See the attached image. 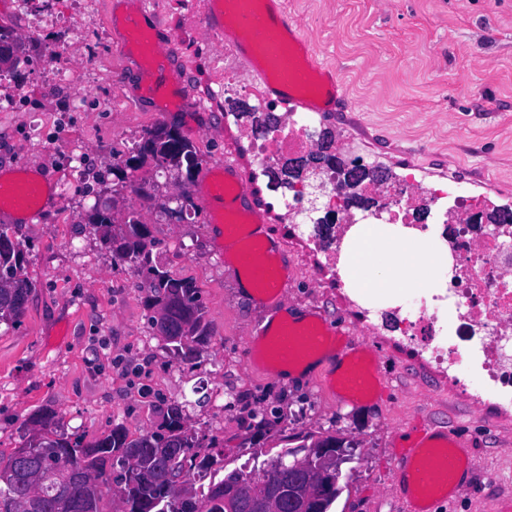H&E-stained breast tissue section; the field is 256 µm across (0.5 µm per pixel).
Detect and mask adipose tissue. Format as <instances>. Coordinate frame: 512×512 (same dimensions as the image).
<instances>
[{"label":"adipose tissue","instance_id":"1","mask_svg":"<svg viewBox=\"0 0 512 512\" xmlns=\"http://www.w3.org/2000/svg\"><path fill=\"white\" fill-rule=\"evenodd\" d=\"M447 259L437 245L384 224H357L343 244V277L371 302L399 301L433 287Z\"/></svg>","mask_w":512,"mask_h":512}]
</instances>
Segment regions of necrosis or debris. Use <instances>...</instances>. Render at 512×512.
I'll return each instance as SVG.
<instances>
[{
    "instance_id": "necrosis-or-debris-1",
    "label": "necrosis or debris",
    "mask_w": 512,
    "mask_h": 512,
    "mask_svg": "<svg viewBox=\"0 0 512 512\" xmlns=\"http://www.w3.org/2000/svg\"><path fill=\"white\" fill-rule=\"evenodd\" d=\"M46 56L57 68L60 81L71 88L112 70L107 61L82 68L68 66L62 49L47 48ZM217 63L218 77L226 89L247 95L260 93V86L236 59L232 46H225ZM317 121L313 112L284 113L257 142L256 165L272 171L285 154L311 152ZM342 180L336 171L323 173V204L354 213L360 223L408 224L423 203L440 214L455 210L486 215L490 230L485 234L481 226L462 221L442 230L430 224L417 226L418 232L429 238L447 236L451 265L445 287L418 293L405 307L402 340L415 345L420 357L435 366L456 395L473 404L512 409V224L488 215L484 202L456 181L424 187L408 169L383 182L365 177L355 194L368 203L382 197L387 208L381 213L369 207L359 209L357 204H337V197L343 194Z\"/></svg>"
}]
</instances>
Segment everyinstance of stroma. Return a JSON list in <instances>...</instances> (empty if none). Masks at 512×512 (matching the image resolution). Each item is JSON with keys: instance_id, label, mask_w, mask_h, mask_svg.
<instances>
[{"instance_id": "obj_1", "label": "stroma", "mask_w": 512, "mask_h": 512, "mask_svg": "<svg viewBox=\"0 0 512 512\" xmlns=\"http://www.w3.org/2000/svg\"><path fill=\"white\" fill-rule=\"evenodd\" d=\"M161 3L176 52L153 48L150 31L131 32L126 52L142 67L179 71L205 111L180 108L175 91L141 85L128 65L80 90L59 85L40 61L44 48L70 43L84 27L73 62L110 58L112 22L85 23L73 0H23L43 26L35 42L24 29L13 32L24 62L0 80V170L47 175L56 196L41 221L14 228L33 287L19 324H0V457L24 445L26 421L41 414L88 442L117 424L132 436L156 430L166 405L180 402L192 432L223 442L225 470L275 456L288 435L326 432L356 445L331 512H406L393 486L396 450L430 424L468 446L475 471L470 486L435 502L433 512H494L512 496V413L455 396L399 343L390 311L367 327L348 289L325 275L308 230L281 218L276 185L253 162L243 134L252 119L243 109L264 101L227 93L217 81L218 49L197 7ZM287 9L350 101L348 111L322 116L319 130L352 137L366 164L392 173L413 166L424 186L460 180L492 208L512 210V0H287ZM18 86L27 91L25 111H2ZM158 120L205 159L242 166L292 265L286 303L321 313L375 355L381 394L355 400L331 388L321 370L285 380L250 362V331L265 309L238 290L207 213L171 220L159 198L133 195L112 172ZM95 205L119 219L138 212L158 255L184 245L188 257L171 272L195 283L212 329L195 363H180L152 328L142 279L125 277L127 263L86 222Z\"/></svg>"}]
</instances>
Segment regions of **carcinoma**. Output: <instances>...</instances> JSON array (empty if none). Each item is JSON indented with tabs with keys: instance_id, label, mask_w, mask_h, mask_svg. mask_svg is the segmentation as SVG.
<instances>
[{
	"instance_id": "obj_1",
	"label": "carcinoma",
	"mask_w": 512,
	"mask_h": 512,
	"mask_svg": "<svg viewBox=\"0 0 512 512\" xmlns=\"http://www.w3.org/2000/svg\"><path fill=\"white\" fill-rule=\"evenodd\" d=\"M134 158L138 169L150 162L161 170L183 168L189 178L199 164L196 146L164 123L143 133ZM87 223L144 279L147 307L157 310L152 325L181 363H193L211 336L195 284L174 277L153 258L156 242L136 213H129L116 229L114 217L95 207L87 214ZM31 288L23 250L12 239L10 225L0 224V323L19 319ZM288 440L297 445L268 459L263 486L248 487L252 499L264 500L268 486L274 484L288 500V476L278 463L299 449L336 447L333 437L315 440L296 434ZM201 447L203 443L185 427L184 409L178 403L167 406L155 431L131 437L117 425L110 434L87 443L58 432L55 417L48 416L33 423L23 447L8 460L0 459V512H27L33 499L38 512H100L103 485L116 486L120 512H224V493L245 481L243 470L220 475L224 451L202 456ZM199 473L211 475L203 498L194 482Z\"/></svg>"
}]
</instances>
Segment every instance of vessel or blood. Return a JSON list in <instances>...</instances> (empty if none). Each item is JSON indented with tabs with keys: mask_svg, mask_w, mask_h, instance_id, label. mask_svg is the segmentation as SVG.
<instances>
[{
	"mask_svg": "<svg viewBox=\"0 0 512 512\" xmlns=\"http://www.w3.org/2000/svg\"><path fill=\"white\" fill-rule=\"evenodd\" d=\"M204 24L206 30L234 42L241 59L256 73L265 72L268 58L278 60L277 77L265 82L268 99L322 115L347 109L346 94L335 74L318 62L300 23L289 17L285 0H263L255 13H234L224 0H207ZM0 185L12 189L13 204L7 214L21 224L32 223L37 215L29 205L31 196L53 195L51 183L37 173L1 171ZM196 192L209 214L216 240L237 250L238 286L271 306L255 330L263 345L249 348L251 362L265 359L292 366L306 358L319 360L329 380H347L351 392H361V381L350 375L357 356L345 331L320 313L311 311L305 318L295 319L283 308L288 256L268 216L248 191L243 169L229 162L206 168ZM397 459L394 481L403 486L411 512H430L431 498L453 499L470 483L469 451L445 430L421 428L418 440L399 449Z\"/></svg>",
	"mask_w": 512,
	"mask_h": 512,
	"instance_id": "obj_1",
	"label": "vessel or blood"
}]
</instances>
